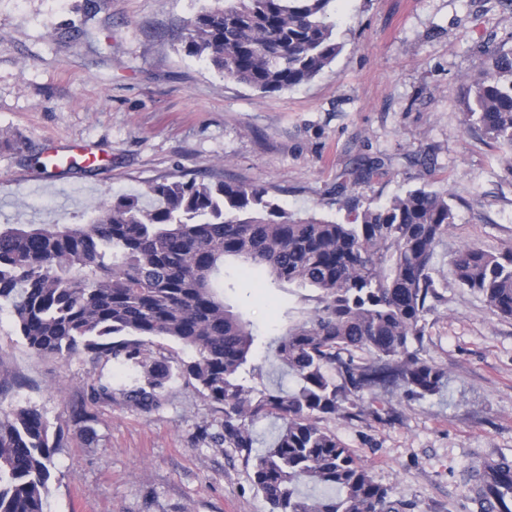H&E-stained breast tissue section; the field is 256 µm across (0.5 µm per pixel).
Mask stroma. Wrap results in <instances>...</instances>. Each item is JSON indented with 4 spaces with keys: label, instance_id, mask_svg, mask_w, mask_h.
I'll return each mask as SVG.
<instances>
[{
    "label": "stroma",
    "instance_id": "1",
    "mask_svg": "<svg viewBox=\"0 0 512 512\" xmlns=\"http://www.w3.org/2000/svg\"><path fill=\"white\" fill-rule=\"evenodd\" d=\"M216 0H0V224H83L112 195L180 175L262 186L286 212L348 223L423 187L455 220L437 247L438 296L421 357L438 394L381 393L396 420L327 426L401 512H474L471 470L512 459V319L461 288L465 244L512 245V172L463 125L467 88L488 54L512 48L504 0H334L343 49L315 78L268 93L224 78L181 43ZM374 160L378 174L361 177ZM226 300L262 333L283 330L312 289L224 266ZM136 371L80 354L38 356L0 312V414L30 406L65 443L46 512H269L218 406L184 380L161 406H127ZM114 396L91 401L97 381ZM85 403L92 434L71 421Z\"/></svg>",
    "mask_w": 512,
    "mask_h": 512
}]
</instances>
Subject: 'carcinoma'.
Wrapping results in <instances>:
<instances>
[{"label":"carcinoma","instance_id":"cac0c4a2","mask_svg":"<svg viewBox=\"0 0 512 512\" xmlns=\"http://www.w3.org/2000/svg\"><path fill=\"white\" fill-rule=\"evenodd\" d=\"M335 0H224L200 12L187 54L263 92L312 80L342 50L329 9ZM465 124L500 148L512 169V49L488 59L465 102ZM258 186L164 180L144 193L109 197L85 224L0 225V311L36 355L79 353L131 365L140 379L122 391L140 410L161 405L174 378L194 382L224 413V444L244 454L269 512H395L388 491L321 422L381 416L379 393H436L444 372L419 356L434 255L454 223L448 195L423 187L350 223L295 218ZM243 276L318 290L284 333L265 337L219 289L224 262ZM457 282L512 318V246L494 254L463 245ZM194 351L156 356L153 339ZM294 386L259 387L258 343ZM283 422L270 448L252 454V426ZM64 431L34 407L0 418V512H44ZM312 482L326 489L302 492Z\"/></svg>","mask_w":512,"mask_h":512}]
</instances>
